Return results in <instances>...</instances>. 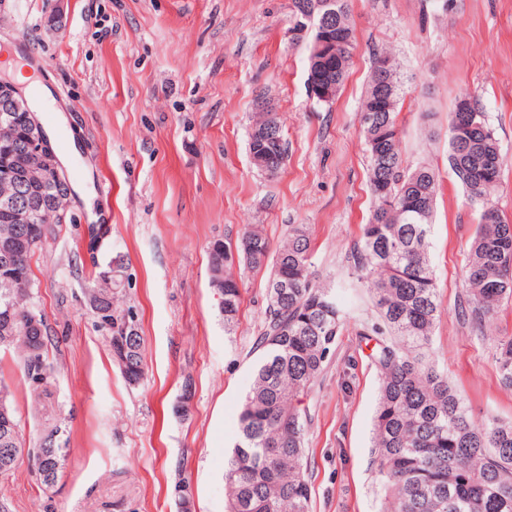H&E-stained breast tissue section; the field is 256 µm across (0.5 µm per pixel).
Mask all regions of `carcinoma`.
<instances>
[{"label": "carcinoma", "mask_w": 512, "mask_h": 512, "mask_svg": "<svg viewBox=\"0 0 512 512\" xmlns=\"http://www.w3.org/2000/svg\"><path fill=\"white\" fill-rule=\"evenodd\" d=\"M350 0H294L296 15L308 16L312 41L329 34L336 45V80L331 103L347 77L354 45ZM403 95L393 55L373 53L361 103V127L368 154L369 220L354 250V266L370 290L378 323L359 336L376 341L372 360L379 376L373 423L374 462L382 478L385 512H512V421L475 420L462 394L430 348L439 311L429 234L441 190L428 164L404 165L397 122ZM31 130L20 123L0 142V174L27 157ZM264 145L281 161L286 156L283 126ZM505 159L494 128L475 97L455 99L448 125V165L468 203L480 210L463 271L460 315L476 330L512 300V224L491 201ZM55 232L33 224L11 267L0 269V350L18 353V368L33 391H47L54 345L46 317L32 303L31 257ZM313 240L307 225L291 224L284 243L272 249L262 225L246 227L234 247L214 242L209 251L210 282L222 293L224 330H232L242 303V277L268 271L263 330L256 338L262 355L238 418V442L227 456L224 482L227 512H309L310 474L305 454L306 410L300 407L328 361L344 322L333 289L311 270ZM124 266L101 277L86 292L125 381L145 376L144 338L132 308H115ZM39 317L41 331L29 329ZM500 385L512 390V336L494 338ZM0 478L13 472L22 455L32 458L42 487L55 486L63 468L62 427L44 424L33 446L25 447L8 386L0 379Z\"/></svg>", "instance_id": "1"}]
</instances>
